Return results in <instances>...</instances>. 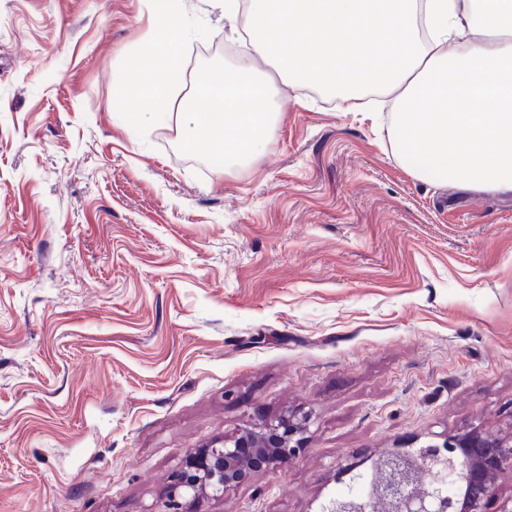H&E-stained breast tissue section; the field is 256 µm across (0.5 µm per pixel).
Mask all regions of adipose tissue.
<instances>
[{"label":"adipose tissue","instance_id":"ef3b65f1","mask_svg":"<svg viewBox=\"0 0 512 512\" xmlns=\"http://www.w3.org/2000/svg\"><path fill=\"white\" fill-rule=\"evenodd\" d=\"M168 3L157 0L152 27L165 79L126 89L136 121L173 112L189 146L240 160L260 153L274 126V77L349 103L381 87L396 154L417 176L512 194V0H224L249 51L199 73L194 96L176 104L167 87L181 78L174 47L184 25ZM452 39L461 42L453 53ZM261 60L275 62L276 76Z\"/></svg>","mask_w":512,"mask_h":512}]
</instances>
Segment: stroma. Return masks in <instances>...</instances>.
<instances>
[{
  "mask_svg": "<svg viewBox=\"0 0 512 512\" xmlns=\"http://www.w3.org/2000/svg\"><path fill=\"white\" fill-rule=\"evenodd\" d=\"M154 0H0V512H155L198 448L311 416L298 457L196 512H320L378 457L512 436V194L421 179L390 102L278 83L214 167L152 71ZM184 79L233 64L182 0Z\"/></svg>",
  "mask_w": 512,
  "mask_h": 512,
  "instance_id": "1",
  "label": "stroma"
}]
</instances>
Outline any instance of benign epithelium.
I'll return each mask as SVG.
<instances>
[{
	"label": "benign epithelium",
	"instance_id": "1",
	"mask_svg": "<svg viewBox=\"0 0 512 512\" xmlns=\"http://www.w3.org/2000/svg\"><path fill=\"white\" fill-rule=\"evenodd\" d=\"M309 422L307 414L264 418L254 430L195 451L172 474L160 512H194L200 497L222 498L247 483L254 472L296 457L303 450L300 435ZM440 446L453 456L448 466L429 473L428 487H422L419 479L426 460L411 453L383 456L374 461V473L363 493L335 498L322 512H371L376 502L392 506V512H486L496 477L504 468H512V438L469 434Z\"/></svg>",
	"mask_w": 512,
	"mask_h": 512
}]
</instances>
